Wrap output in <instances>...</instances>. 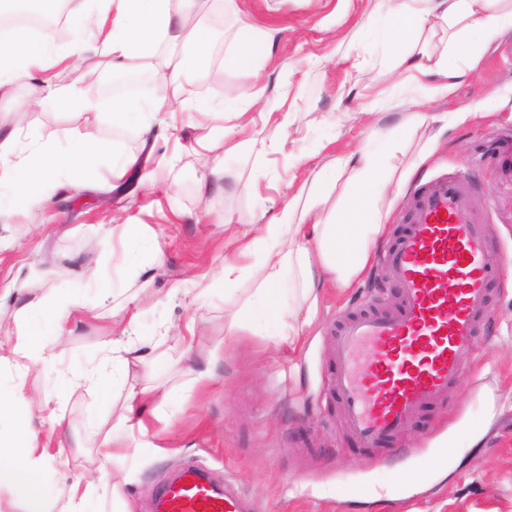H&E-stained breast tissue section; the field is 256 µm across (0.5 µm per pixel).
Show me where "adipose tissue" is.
Wrapping results in <instances>:
<instances>
[{"instance_id":"obj_1","label":"adipose tissue","mask_w":512,"mask_h":512,"mask_svg":"<svg viewBox=\"0 0 512 512\" xmlns=\"http://www.w3.org/2000/svg\"><path fill=\"white\" fill-rule=\"evenodd\" d=\"M196 3L94 0L93 7L79 6L68 12L73 39L64 52L26 30H15L8 39L0 40V90L25 79L30 83L32 106L94 111L99 103L87 93L81 69L86 53L103 57L110 70L122 72L131 59L151 55L158 45L173 49L188 44L199 63H206L213 36L202 22H189ZM388 3L384 19L372 21L370 29L395 53H402L436 24L453 28L450 51L427 64L411 61L406 65L416 84L436 76V90L443 95L451 94L464 76V64H475L497 36L512 29V7H500L499 0H429L425 6L416 0ZM184 68L183 58L168 55L163 65L168 97L146 103L132 99L113 102V125L135 115L144 145L153 146L175 137L185 112L215 117L240 114L247 94L239 89L228 92L218 103H186L181 97ZM103 154L112 159L115 181L135 176L141 168L138 156L120 153L78 130L68 131L67 145L61 148L48 141L21 142L19 131L0 120V187L11 192V202L0 207V217L26 213L48 203L61 185L89 186L91 173ZM394 174L381 149L366 150L353 161L336 160L334 167L316 175L309 192H297L279 217L260 225L259 237L246 242L238 258L225 261L220 275L209 283L213 289H228L241 281L250 282L234 314L232 329L288 342L297 339L307 316L315 312L322 282L329 279L337 287L347 288L368 267L382 229L380 205ZM340 176L345 177L349 189L345 206L325 215L317 213V206ZM121 275L122 290L101 289L99 304L110 309L122 329L113 337L111 348L72 379L76 385L108 382L119 393L118 422L106 433L108 444L115 448L127 447L144 403L162 393L154 360L144 353L136 332L139 311L152 296L153 279L144 276L141 256L133 252L126 254ZM12 289L24 302L10 313L0 308V332L9 338L0 364H9L21 375L33 367H50L56 353L28 329L29 317L44 314L61 336L85 320L90 310L76 294L45 279L17 281ZM52 458L50 446L36 435L16 432L12 443L0 448V488L20 480L31 496H39Z\"/></svg>"}]
</instances>
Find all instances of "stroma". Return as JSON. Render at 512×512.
<instances>
[{"label": "stroma", "instance_id": "stroma-1", "mask_svg": "<svg viewBox=\"0 0 512 512\" xmlns=\"http://www.w3.org/2000/svg\"><path fill=\"white\" fill-rule=\"evenodd\" d=\"M386 7V0H238L231 13L221 0H209L211 64L245 28L281 31L272 56L259 53L225 68L220 83L201 80L193 65L181 77L189 101H219L236 88L258 95L244 114L224 118V127L236 128L247 146L225 154L223 189L200 204V178L214 161L198 153V130L186 126L176 166L160 171L147 161L143 181L121 182L110 209L100 208L97 192L65 188L50 209L0 223V292L32 276L70 288L90 304L100 285L122 286V254L104 244L106 225L147 224L163 239V264L138 333L160 341L166 358L157 374L171 395L146 405L145 432L134 433L110 464L135 512H150L156 490L190 461L223 474L250 500L252 512H512V271L492 287L490 315L464 375L446 400L409 424L386 465L368 464V451L343 425L338 397L326 390L344 317L386 310L396 294L381 255L402 232L422 183L457 168L468 172L478 216L494 221L493 252L512 254V176L501 167L502 147L512 143V31L493 42L451 95L431 100L365 28ZM27 96V83H14L10 96L0 98V118L28 139L77 129L124 152L141 151L136 129L113 126L111 115L33 108ZM411 112L427 121L415 131L401 129L390 146L392 165L408 179L387 192L383 230L366 272L351 287L320 289L315 317L295 342L230 333L247 282L192 302L170 297L175 283L204 285L220 271L235 247L232 234L255 235L315 172L334 159L358 157L372 145L373 128L399 126ZM44 224L54 232H41ZM94 268L101 282L88 281ZM163 320L194 322L199 333L158 340ZM111 327L108 311L62 337L36 323L42 340L54 345L56 362L21 377L0 369V395L24 382L27 392L58 403L70 433L48 466L42 498L19 483L0 490V512H42L72 481L90 480L84 464L105 454L102 438L117 413L110 392L95 384L72 390L65 382L111 344ZM398 472L412 473L413 481L382 495Z\"/></svg>", "mask_w": 512, "mask_h": 512}]
</instances>
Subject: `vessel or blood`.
<instances>
[{
  "label": "vessel or blood",
  "mask_w": 512,
  "mask_h": 512,
  "mask_svg": "<svg viewBox=\"0 0 512 512\" xmlns=\"http://www.w3.org/2000/svg\"><path fill=\"white\" fill-rule=\"evenodd\" d=\"M469 181L432 179L412 200L409 222L382 256L399 290L383 313L346 317L336 333L339 394L347 431L384 463L386 443L444 400L473 354L504 267L489 246L491 227L473 217ZM152 512H245L223 477L187 464L157 492Z\"/></svg>",
  "instance_id": "obj_1"
}]
</instances>
